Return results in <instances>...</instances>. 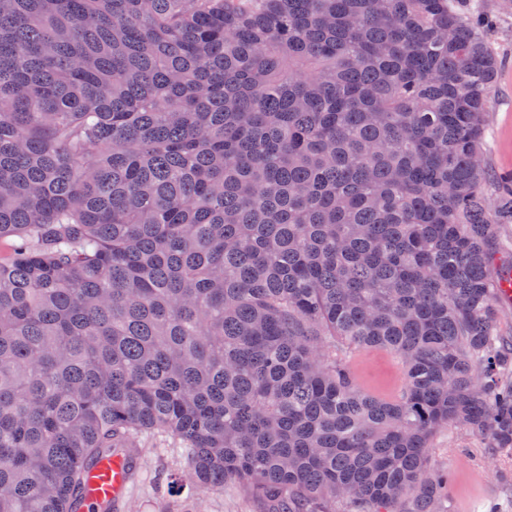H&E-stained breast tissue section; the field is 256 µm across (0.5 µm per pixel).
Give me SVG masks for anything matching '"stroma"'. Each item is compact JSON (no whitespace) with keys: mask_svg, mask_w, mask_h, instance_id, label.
Masks as SVG:
<instances>
[{"mask_svg":"<svg viewBox=\"0 0 512 512\" xmlns=\"http://www.w3.org/2000/svg\"><path fill=\"white\" fill-rule=\"evenodd\" d=\"M483 8L495 21L486 38L500 61L484 143L485 162L498 177L486 193L496 198L503 193L501 177L512 174V0H483ZM351 364L366 390L388 395L402 387L399 365L387 353L365 351ZM430 456L454 477L451 512H512V453L488 448L480 433L451 426L434 436ZM184 465L172 439L145 441L122 512H267L263 501L233 482L203 491L181 488Z\"/></svg>","mask_w":512,"mask_h":512,"instance_id":"35a3bbf8","label":"stroma"}]
</instances>
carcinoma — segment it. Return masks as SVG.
Wrapping results in <instances>:
<instances>
[{
  "label": "carcinoma",
  "instance_id": "carcinoma-1",
  "mask_svg": "<svg viewBox=\"0 0 512 512\" xmlns=\"http://www.w3.org/2000/svg\"><path fill=\"white\" fill-rule=\"evenodd\" d=\"M477 0H0V512L184 449L269 512H447L512 448ZM401 362L393 397L347 354ZM432 463L454 477L451 512H512V454L487 448L480 433L448 427L431 443Z\"/></svg>",
  "mask_w": 512,
  "mask_h": 512
}]
</instances>
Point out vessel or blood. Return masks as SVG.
Segmentation results:
<instances>
[{
    "mask_svg": "<svg viewBox=\"0 0 512 512\" xmlns=\"http://www.w3.org/2000/svg\"><path fill=\"white\" fill-rule=\"evenodd\" d=\"M128 486L124 457H101L87 472L81 490L84 512H97L98 507H118Z\"/></svg>",
    "mask_w": 512,
    "mask_h": 512,
    "instance_id": "1",
    "label": "vessel or blood"
}]
</instances>
